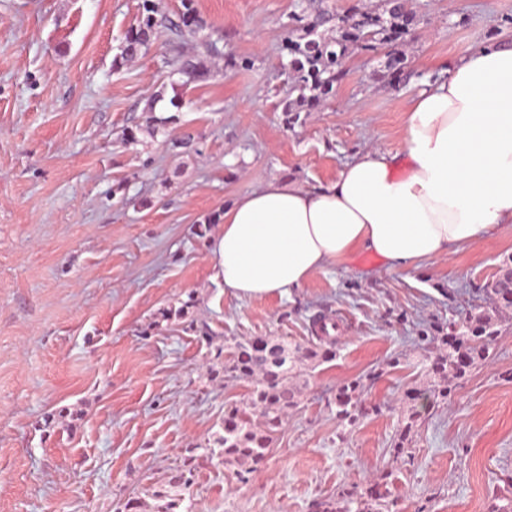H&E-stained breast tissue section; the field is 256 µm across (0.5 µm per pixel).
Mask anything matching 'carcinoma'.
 <instances>
[{
    "label": "carcinoma",
    "mask_w": 512,
    "mask_h": 512,
    "mask_svg": "<svg viewBox=\"0 0 512 512\" xmlns=\"http://www.w3.org/2000/svg\"><path fill=\"white\" fill-rule=\"evenodd\" d=\"M385 13L360 14L344 17L337 24L339 35L326 38L319 28L330 22L325 10L316 6L307 14L291 16L283 39V49L288 61L285 74L295 87L309 94H302L298 106L309 112L317 108L333 92L334 85L343 77L339 69L342 57L351 44H362L366 50L374 49L371 41L392 43L411 17L405 12L401 0H384ZM180 23L174 28L190 29L197 23L193 0H182ZM166 27L165 19L157 18L152 0H144L143 11L137 25L127 31L119 58L115 62L130 61L147 50ZM173 73L189 80L208 74L204 61L180 57L173 62ZM162 96L153 95L145 104V128L153 134L157 126L166 125L176 117L155 116ZM488 305L471 313L461 322L433 326V332L423 329L418 340L426 348L434 349L428 375L433 380V396L448 400L453 382L466 375L472 368L485 364L491 357L490 346L501 334L502 325L512 320V267L490 281L486 287ZM329 336H316L311 346H296L288 350V343L267 336H254L235 343L232 357L224 362V379L249 380L253 388L246 402L236 406L224 416L223 433L214 439L221 448L224 464L237 468V476L251 472V466L264 461L270 451L273 435L283 425L288 411L297 405L298 389L293 383L296 363L306 362L315 367L332 359L333 353L324 348L330 343ZM276 351L271 359L266 351ZM363 384L352 380L336 388L333 404L336 419L342 426H353L359 419ZM419 398V392L409 390L398 400L406 412L394 451L400 455L410 449L417 426V413L411 403ZM382 499L376 487L369 488L361 499L342 493L317 503V512H374V504Z\"/></svg>",
    "instance_id": "obj_1"
}]
</instances>
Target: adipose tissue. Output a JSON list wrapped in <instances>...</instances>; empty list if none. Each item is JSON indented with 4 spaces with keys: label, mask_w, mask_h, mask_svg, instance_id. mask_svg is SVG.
<instances>
[{
    "label": "adipose tissue",
    "mask_w": 512,
    "mask_h": 512,
    "mask_svg": "<svg viewBox=\"0 0 512 512\" xmlns=\"http://www.w3.org/2000/svg\"><path fill=\"white\" fill-rule=\"evenodd\" d=\"M401 144L356 152L327 186L269 179L225 207V294L289 296L358 253L410 275L512 224V38L418 91Z\"/></svg>",
    "instance_id": "ef3b65f1"
}]
</instances>
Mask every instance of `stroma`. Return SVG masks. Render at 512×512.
I'll return each instance as SVG.
<instances>
[{
  "label": "stroma",
  "mask_w": 512,
  "mask_h": 512,
  "mask_svg": "<svg viewBox=\"0 0 512 512\" xmlns=\"http://www.w3.org/2000/svg\"><path fill=\"white\" fill-rule=\"evenodd\" d=\"M301 3L194 0L193 32L163 30L118 67L142 0H0V512H154L185 472L177 512H316L376 483L386 512L512 498V326L445 403L416 339L485 305L512 262L511 226L411 277L359 254L289 299L225 295L214 241L192 233L258 180L325 186L366 146L400 150L413 93L511 32L512 0H406L398 46L350 49L333 94L290 125L282 43ZM178 56L207 58L208 77L183 83ZM158 92L182 105L151 135ZM185 135L193 150L171 149ZM191 298L187 318H162ZM320 313L338 327L336 357L299 378L298 406L239 481L209 442L252 384L203 366L250 336L306 345ZM355 379L365 413L345 428L332 401ZM411 389L417 434L397 458Z\"/></svg>",
  "instance_id": "35a3bbf8"
}]
</instances>
